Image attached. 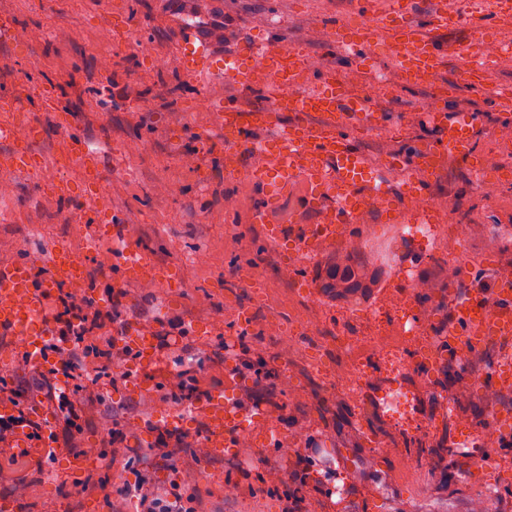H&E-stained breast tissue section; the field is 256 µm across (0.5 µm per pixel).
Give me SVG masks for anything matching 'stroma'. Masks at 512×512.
I'll use <instances>...</instances> for the list:
<instances>
[{
  "label": "stroma",
  "mask_w": 512,
  "mask_h": 512,
  "mask_svg": "<svg viewBox=\"0 0 512 512\" xmlns=\"http://www.w3.org/2000/svg\"><path fill=\"white\" fill-rule=\"evenodd\" d=\"M350 17L349 0H0V19L13 28L11 38H0V99L13 103L12 111L0 112V123L45 122L44 137L29 148L48 161L36 172L6 174L0 264L26 260L34 269H47L46 257L58 244L79 254L102 306L110 304L105 287L126 291L118 322L101 330L119 347L122 331L131 326L148 325L159 333L179 318L200 328L177 347L160 351L136 387L113 381V366L105 359L87 358L86 368L107 391L104 402L92 406L80 437L96 455L76 471L67 449L51 456L37 447L12 449L0 455V500L12 501L19 512H43L51 499L59 512H137L136 499L124 489L147 469L157 483L193 497L198 512H281L279 493L263 481L267 464L310 455L314 465L302 489L306 512H474L487 484L501 490L497 512H512V447H482L489 413L477 384L501 356L512 355V340L493 342L488 356L462 365L446 353L426 361L397 337L398 325L416 315L423 334L445 343L449 291L463 292L479 277L494 282L498 266L512 265V180L493 194L481 193L468 167L448 158L427 192L436 221L475 224L478 232L444 260L435 242L396 239L382 213H372L360 238L368 264L384 266L385 273L369 293L341 300L322 289L331 252L306 266L311 289L298 287L288 272L301 225L318 219L305 183L294 182L287 195L266 203L256 188H242L228 176L218 157L194 169L180 164L196 135L220 141L216 115L199 106V99L215 91L244 109L262 102L247 86L216 74L242 37L302 44L321 71L342 79L392 70L387 51L358 61L331 53L318 38L329 22ZM37 31L43 39H34ZM192 37L213 46L209 71L195 77L170 65ZM44 84L57 89L63 108L92 145L115 150L102 169L106 189L94 202L83 197L92 166L72 159L64 134L49 123L39 98ZM432 91L426 84L398 88L387 106L393 136L359 135L357 144L373 171L395 158L410 159L433 137L420 110ZM442 107L451 115L479 113L476 147L487 167L512 162V139L493 138L512 131V108L467 90L444 98ZM164 180L178 183L176 196L158 193ZM230 196L237 200L231 210L224 206ZM259 208L268 223L283 226L281 243L267 242L253 224ZM99 214L126 224L129 242L157 263L177 268L168 287L145 291L123 283L119 267L106 261L117 251L113 240H102L98 252L84 251ZM403 266L429 282V290L404 287ZM250 276L265 282L262 301H254L246 286ZM241 306L255 310L244 334L233 327ZM272 321L289 334L313 323L312 350L321 354L325 371L312 368L310 350L289 346L287 337L265 335ZM340 331L361 337V352L372 361L370 377L355 395L335 383L336 372L348 366L336 355ZM227 347L287 370L288 377L274 381L278 411L244 413L250 447L235 441L223 454L206 458L196 441L216 429L174 396L167 376L187 371L212 394L224 392L236 361L220 365L215 356ZM394 386L407 398L400 416L378 406ZM457 414L467 418L466 428L456 426ZM172 418L179 419L190 442L175 463L162 459L148 427ZM116 423L126 434L117 448L108 435ZM380 443L387 449L381 456L375 453ZM421 446L449 448L452 483H441L442 464L419 455Z\"/></svg>",
  "instance_id": "stroma-1"
}]
</instances>
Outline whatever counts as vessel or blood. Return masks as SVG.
I'll return each mask as SVG.
<instances>
[{
    "label": "vessel or blood",
    "mask_w": 512,
    "mask_h": 512,
    "mask_svg": "<svg viewBox=\"0 0 512 512\" xmlns=\"http://www.w3.org/2000/svg\"><path fill=\"white\" fill-rule=\"evenodd\" d=\"M352 13L359 22L353 34L343 38L339 48L346 55L358 57L384 45L389 47L395 67L401 69L408 83L436 84L445 63L444 53L434 40L437 32H448L465 25L467 40L459 42L456 56L461 65L449 91L469 86L482 92H493L495 100L508 104L512 95L492 91L491 64L480 61L475 46L491 20L512 18V0H468L465 16H458L446 0H435L428 17V30L405 23L416 0H351ZM183 71H204L210 56L208 41L185 42L179 50ZM299 60L291 47L267 41L247 40L239 50L226 53L222 72L226 78L262 90L264 108L246 112L221 100L215 105L224 120V158L233 164L238 152L253 147L252 135L261 127H278L273 138L263 142L260 162L252 170L254 182L268 199L285 193L296 180H304L311 188V202L318 220L302 227L299 246L316 257L337 241L336 227L358 221V207L371 195H379L380 208L389 216H397L399 208L394 195L378 189L371 178L370 166L356 143V133L363 127L383 128L388 124L386 113L367 110L362 97L352 95L345 85L329 73L307 86L303 96L288 91V76ZM437 131L407 166L415 176L417 196H424L435 170L447 157H455L468 168L479 165L475 147L480 118L477 113L448 115L440 111L428 119ZM301 152L309 160L307 169L296 170L292 152ZM57 274L34 287L30 266L24 262L0 265V328L22 337L32 364L42 370L53 367V357L42 354L48 334L44 300L57 292L61 284H82L86 269L80 259L64 246H57L49 257ZM124 278L130 283L167 280L166 267L156 264L137 247L128 246L120 252ZM448 343L460 342L483 347L491 338H512V291L495 285L493 291L479 287L467 289L453 298L448 306ZM127 338L149 363L157 355L155 338H144L142 331L129 330ZM192 412L205 414L223 430L224 439L211 441L208 452L223 454L229 438L240 430L242 417L224 396L217 395L193 403Z\"/></svg>",
    "instance_id": "obj_1"
}]
</instances>
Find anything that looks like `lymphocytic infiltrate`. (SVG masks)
I'll return each instance as SVG.
<instances>
[{"label": "lymphocytic infiltrate", "mask_w": 512, "mask_h": 512, "mask_svg": "<svg viewBox=\"0 0 512 512\" xmlns=\"http://www.w3.org/2000/svg\"><path fill=\"white\" fill-rule=\"evenodd\" d=\"M117 310H102L95 298L59 290L51 311L53 340L45 344L44 353L57 359V368L38 371L30 386H12L0 378V395L7 396L13 414L0 416V447L10 445L18 427L30 429V438L63 443L74 456L86 457L90 451L76 441L85 420L84 401H103L104 392L97 379H84L80 364L87 354L97 352L99 331L105 320H117ZM42 393L53 409L55 428L44 433L41 424L29 418L28 392ZM139 499V512H196L191 497L179 489L159 486L149 476H141L133 487Z\"/></svg>", "instance_id": "obj_1"}]
</instances>
